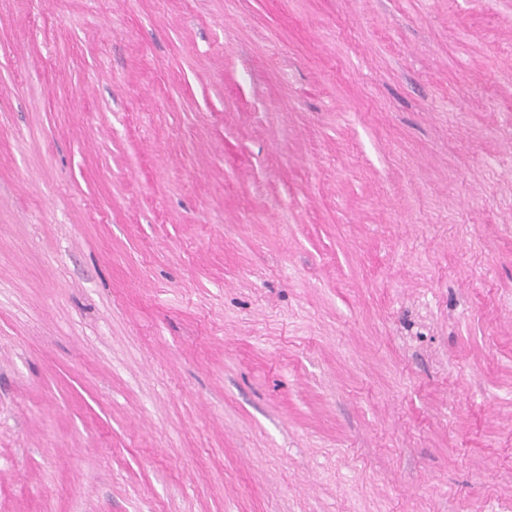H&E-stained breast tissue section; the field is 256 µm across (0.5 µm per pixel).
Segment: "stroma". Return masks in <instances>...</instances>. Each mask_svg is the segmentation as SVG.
I'll return each mask as SVG.
<instances>
[{
  "instance_id": "stroma-1",
  "label": "stroma",
  "mask_w": 512,
  "mask_h": 512,
  "mask_svg": "<svg viewBox=\"0 0 512 512\" xmlns=\"http://www.w3.org/2000/svg\"><path fill=\"white\" fill-rule=\"evenodd\" d=\"M0 512H512V0H0Z\"/></svg>"
}]
</instances>
